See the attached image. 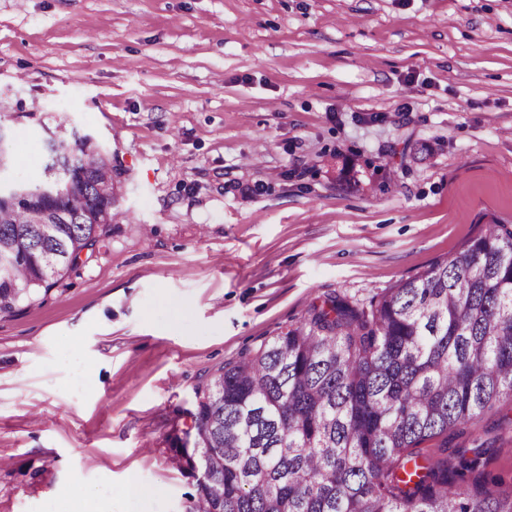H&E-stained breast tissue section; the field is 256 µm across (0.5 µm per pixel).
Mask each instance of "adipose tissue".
Instances as JSON below:
<instances>
[{
  "label": "adipose tissue",
  "mask_w": 512,
  "mask_h": 512,
  "mask_svg": "<svg viewBox=\"0 0 512 512\" xmlns=\"http://www.w3.org/2000/svg\"><path fill=\"white\" fill-rule=\"evenodd\" d=\"M147 492L135 477H127L121 492H114L110 482H103L89 492L72 490L45 500L42 512H143Z\"/></svg>",
  "instance_id": "1"
}]
</instances>
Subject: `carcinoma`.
<instances>
[{
  "label": "carcinoma",
  "instance_id": "carcinoma-1",
  "mask_svg": "<svg viewBox=\"0 0 512 512\" xmlns=\"http://www.w3.org/2000/svg\"><path fill=\"white\" fill-rule=\"evenodd\" d=\"M112 152L76 128L40 178L0 187V313L92 259ZM512 407V224L366 304L327 294L224 364L168 436L196 480L188 512H512V481L448 457V434ZM437 462L420 445L438 437Z\"/></svg>",
  "mask_w": 512,
  "mask_h": 512
}]
</instances>
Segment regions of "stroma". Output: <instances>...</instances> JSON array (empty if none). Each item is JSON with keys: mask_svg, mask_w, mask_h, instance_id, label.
<instances>
[{"mask_svg": "<svg viewBox=\"0 0 512 512\" xmlns=\"http://www.w3.org/2000/svg\"><path fill=\"white\" fill-rule=\"evenodd\" d=\"M0 120L11 180L57 124L95 137L125 215L0 314V512L130 472L187 512L167 436L197 387L512 224V0H0ZM502 416L449 447L512 470Z\"/></svg>", "mask_w": 512, "mask_h": 512, "instance_id": "35a3bbf8", "label": "stroma"}]
</instances>
